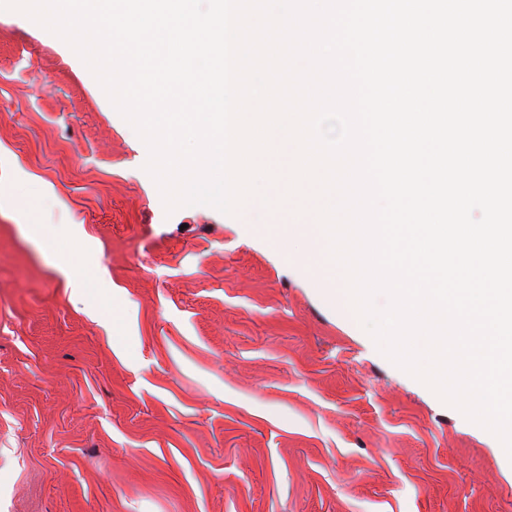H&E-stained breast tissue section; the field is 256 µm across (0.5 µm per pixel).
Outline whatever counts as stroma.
Instances as JSON below:
<instances>
[{
	"mask_svg": "<svg viewBox=\"0 0 512 512\" xmlns=\"http://www.w3.org/2000/svg\"><path fill=\"white\" fill-rule=\"evenodd\" d=\"M0 512H512V463L215 208L166 213L72 48L0 16ZM84 256L78 291L60 270ZM42 192L41 185L33 179L24 183L8 184L0 181V196H8L13 209L18 211L30 212L40 200Z\"/></svg>",
	"mask_w": 512,
	"mask_h": 512,
	"instance_id": "35a3bbf8",
	"label": "stroma"
}]
</instances>
